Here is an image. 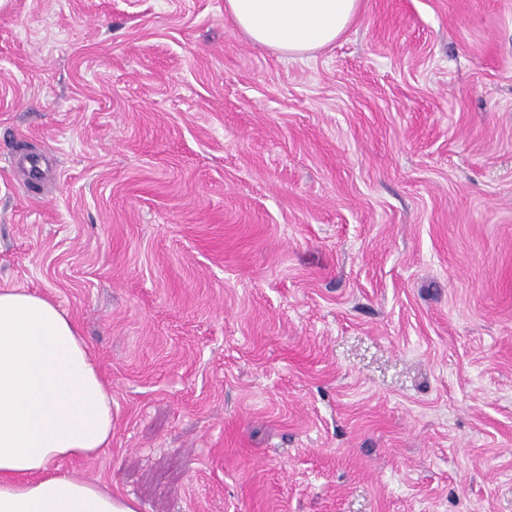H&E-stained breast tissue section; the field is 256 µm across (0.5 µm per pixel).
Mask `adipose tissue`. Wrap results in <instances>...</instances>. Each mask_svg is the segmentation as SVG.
<instances>
[{
	"instance_id": "ef3b65f1",
	"label": "adipose tissue",
	"mask_w": 512,
	"mask_h": 512,
	"mask_svg": "<svg viewBox=\"0 0 512 512\" xmlns=\"http://www.w3.org/2000/svg\"><path fill=\"white\" fill-rule=\"evenodd\" d=\"M360 0H224L253 41L302 57L339 39ZM112 442V396L77 324L51 299L0 289V512H139L97 481L54 469Z\"/></svg>"
}]
</instances>
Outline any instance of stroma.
I'll use <instances>...</instances> for the list:
<instances>
[{
    "label": "stroma",
    "mask_w": 512,
    "mask_h": 512,
    "mask_svg": "<svg viewBox=\"0 0 512 512\" xmlns=\"http://www.w3.org/2000/svg\"><path fill=\"white\" fill-rule=\"evenodd\" d=\"M61 306L140 512H512V0H0V289ZM360 0H225L224 13L253 41L288 57H303L339 39Z\"/></svg>",
    "instance_id": "1"
}]
</instances>
